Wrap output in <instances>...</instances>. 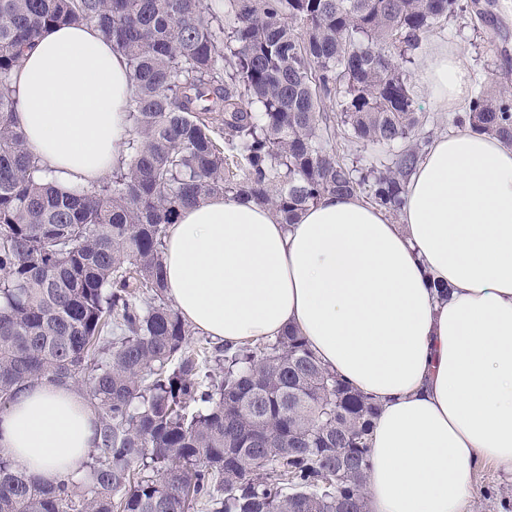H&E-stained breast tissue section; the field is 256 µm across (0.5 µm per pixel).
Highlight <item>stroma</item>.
Returning <instances> with one entry per match:
<instances>
[{
	"label": "stroma",
	"mask_w": 512,
	"mask_h": 512,
	"mask_svg": "<svg viewBox=\"0 0 512 512\" xmlns=\"http://www.w3.org/2000/svg\"><path fill=\"white\" fill-rule=\"evenodd\" d=\"M439 44L459 50L469 66L472 91L512 86V13L504 10L503 0H460L454 15L412 51L411 81L427 117L424 130L434 137L456 128L455 113L437 109L417 65ZM472 487V512H512V475L480 466L473 473Z\"/></svg>",
	"instance_id": "35a3bbf8"
}]
</instances>
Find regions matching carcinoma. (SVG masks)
I'll return each instance as SVG.
<instances>
[{
	"label": "carcinoma",
	"instance_id": "1",
	"mask_svg": "<svg viewBox=\"0 0 512 512\" xmlns=\"http://www.w3.org/2000/svg\"><path fill=\"white\" fill-rule=\"evenodd\" d=\"M457 5L0 0V412L46 381L99 418L84 487H40L0 452V512H366L377 403L290 328L192 345L165 238L217 194L282 224L329 193L398 212L424 152L405 52ZM87 23L127 60V160L64 189L25 146L11 76L44 31ZM458 123L512 144V88L478 94ZM338 126L371 160L337 155Z\"/></svg>",
	"mask_w": 512,
	"mask_h": 512
}]
</instances>
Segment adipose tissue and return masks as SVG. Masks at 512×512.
Masks as SVG:
<instances>
[{
	"mask_svg": "<svg viewBox=\"0 0 512 512\" xmlns=\"http://www.w3.org/2000/svg\"><path fill=\"white\" fill-rule=\"evenodd\" d=\"M436 106L469 94L448 46L422 69ZM18 124L49 181L101 179L130 136L125 60L89 25L55 26L13 75ZM167 294L221 343L297 329L380 405L367 512H469L478 463L512 474V145L463 128L435 139L398 218L329 194L297 223L216 195L169 228ZM98 413L72 385L34 383L0 413V451L32 481L86 476Z\"/></svg>",
	"mask_w": 512,
	"mask_h": 512,
	"instance_id": "1",
	"label": "adipose tissue"
}]
</instances>
